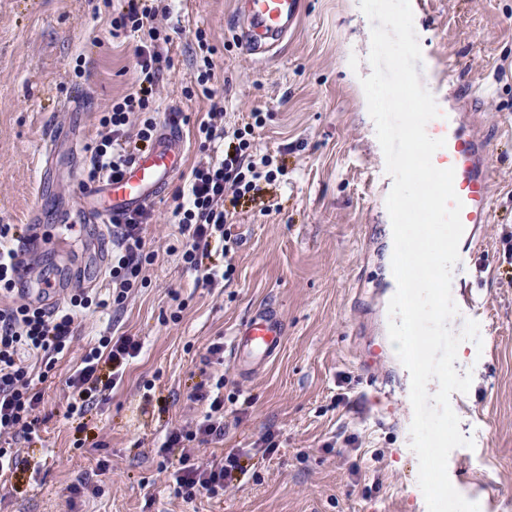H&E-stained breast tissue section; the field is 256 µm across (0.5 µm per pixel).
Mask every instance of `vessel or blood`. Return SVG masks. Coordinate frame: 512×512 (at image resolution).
I'll list each match as a JSON object with an SVG mask.
<instances>
[{"label":"vessel or blood","mask_w":512,"mask_h":512,"mask_svg":"<svg viewBox=\"0 0 512 512\" xmlns=\"http://www.w3.org/2000/svg\"><path fill=\"white\" fill-rule=\"evenodd\" d=\"M241 45L245 53L264 60L278 48L297 27L305 12L304 0H241ZM475 94L467 85L456 86L448 95L447 107L439 117L426 125L427 134L445 139L432 161L437 168L455 171L454 188L463 203L461 220L464 232L459 242L458 275H467L474 254L470 249L475 228L490 223L489 171L491 144L472 124L469 113ZM184 142L174 129H163L145 156L137 158L120 180L103 179L81 186V217L63 216L62 232H51L40 223L30 224L20 241L18 254L27 259L31 254L56 249L65 236L74 235L88 224L105 231L115 217L150 204L160 196L183 164ZM285 323L271 308H257L249 320L234 334L231 359L236 371L252 376L267 366L279 353Z\"/></svg>","instance_id":"vessel-or-blood-1"}]
</instances>
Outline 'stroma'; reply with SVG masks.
I'll use <instances>...</instances> for the list:
<instances>
[{"instance_id":"35a3bbf8","label":"stroma","mask_w":512,"mask_h":512,"mask_svg":"<svg viewBox=\"0 0 512 512\" xmlns=\"http://www.w3.org/2000/svg\"><path fill=\"white\" fill-rule=\"evenodd\" d=\"M238 0H173L160 18L172 38L173 67L155 99L157 121L170 111L189 116L181 130L185 163L152 202L146 237L155 250L122 308L88 317L81 341L100 332L138 337L140 355L121 383L83 417H67L66 385L77 357L59 359L42 386L44 421L21 441L18 464L0 481V512H427L410 447L411 379L388 336L387 288L392 278L391 226L383 178L385 157L360 80L372 67L371 23L360 0H305L306 12L277 54L258 62L239 48ZM100 0H0V225L55 224L74 209L87 148L101 112L135 85L140 35L113 37ZM422 51L418 73L428 90L448 96L449 83L472 84L474 111L493 129L490 171L492 219L479 232L469 277L453 280V299L475 307L449 322L460 332L478 322L480 342L458 347L454 367L471 373L468 393L450 404L473 448L454 449L448 475L466 499L487 512H512V0H410ZM216 48L213 89L224 100V127L263 114L254 144L280 172L235 204L228 258L235 267L218 288L196 287L166 243L176 188L206 155L194 123L209 103L186 98L197 76L196 29ZM82 76H75L74 66ZM68 134L55 165L39 150L50 132ZM112 238L97 239L86 259L73 243L64 261L80 266L84 285L107 291ZM275 308L286 323L278 356L256 375L240 376L231 361L207 362L215 340L231 343L259 307ZM224 379L228 412L224 441L198 447L249 453L245 474L219 497L176 498L159 472L157 450L166 434L200 418L192 388ZM273 432L278 452H254ZM87 477L91 491L71 496Z\"/></svg>"}]
</instances>
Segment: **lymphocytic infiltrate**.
<instances>
[{
	"label": "lymphocytic infiltrate",
	"mask_w": 512,
	"mask_h": 512,
	"mask_svg": "<svg viewBox=\"0 0 512 512\" xmlns=\"http://www.w3.org/2000/svg\"><path fill=\"white\" fill-rule=\"evenodd\" d=\"M157 7L145 0H126L123 11L112 18V30L142 33L145 41L136 53L135 92L113 100L99 119L100 130L89 146L84 171L86 182L103 178H120L134 160L141 146L152 143L158 122L149 98L170 57L162 48L170 44V35L160 27ZM200 51L197 85L201 94L211 99L207 120L201 121L196 137L201 150H208L216 140L227 145L219 160L195 166L187 191L176 192L170 221L176 224L178 237L170 252L179 254L185 270L195 274L198 285L212 288L230 279L233 266L210 263L213 252L230 237L231 217L224 208L226 195L240 198L255 190L260 180H275L272 158L257 155L250 141L261 127V113H252V121L244 127L226 130L219 127L223 108L214 102L210 83L214 77L212 56L216 51L204 31L195 34ZM149 218L145 209L126 213L112 225V254L109 276L112 292L101 295L83 290L59 305H46L29 299L13 286L20 262L8 239L10 225L0 226V436L11 439L29 438L39 427L43 400L35 383L46 380L57 356L74 352L77 328L83 316L123 305L137 284L146 261L153 252L146 248L144 226ZM142 349L140 341L129 336H100L79 351V364L68 379L73 390L70 414L84 415L98 393L121 381L129 361ZM109 365V375H102V365ZM192 400L204 401L208 409L201 420L170 431L163 448L181 447L182 454L172 473L175 497L192 501L200 494L223 495L238 472L243 469L242 455L237 451L198 463L195 447L222 440L224 437V382L216 380L210 387H196Z\"/></svg>",
	"instance_id": "lymphocytic-infiltrate-1"
}]
</instances>
